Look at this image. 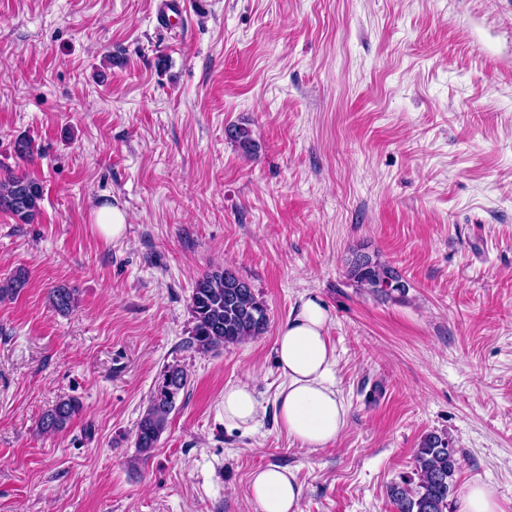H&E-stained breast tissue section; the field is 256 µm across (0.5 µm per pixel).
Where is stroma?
<instances>
[{
  "instance_id": "obj_1",
  "label": "stroma",
  "mask_w": 512,
  "mask_h": 512,
  "mask_svg": "<svg viewBox=\"0 0 512 512\" xmlns=\"http://www.w3.org/2000/svg\"><path fill=\"white\" fill-rule=\"evenodd\" d=\"M160 2L0 0V176L44 186L34 223L0 210V279L27 272L0 303V512H260L247 485L270 464L300 512H395L430 432L459 451L453 507L477 480L512 512V0H183L168 30ZM357 250L404 300L347 279ZM225 264L269 327L202 353L192 288ZM312 295L349 409L316 451L275 421V338ZM169 364L185 397L133 465ZM237 382L264 407L247 433L224 425ZM70 397L81 415L39 432ZM95 224L105 238H119L124 234L127 215L118 207H101L96 213Z\"/></svg>"
}]
</instances>
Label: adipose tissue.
<instances>
[{"mask_svg": "<svg viewBox=\"0 0 512 512\" xmlns=\"http://www.w3.org/2000/svg\"><path fill=\"white\" fill-rule=\"evenodd\" d=\"M330 317L324 302L310 297L281 326L275 354L282 382L275 397L276 424L288 438L318 450L344 429L348 408L336 387L335 349L327 336ZM224 424L252 430L263 407L250 384L225 387ZM248 492L261 512H298L301 488L294 473L277 465L256 470Z\"/></svg>", "mask_w": 512, "mask_h": 512, "instance_id": "1", "label": "adipose tissue"}]
</instances>
